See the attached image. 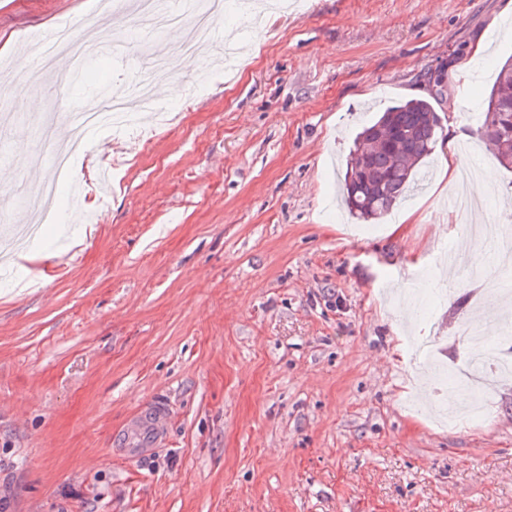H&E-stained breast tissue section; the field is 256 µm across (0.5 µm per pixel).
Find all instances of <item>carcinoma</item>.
<instances>
[{
  "label": "carcinoma",
  "mask_w": 512,
  "mask_h": 512,
  "mask_svg": "<svg viewBox=\"0 0 512 512\" xmlns=\"http://www.w3.org/2000/svg\"><path fill=\"white\" fill-rule=\"evenodd\" d=\"M477 132L499 165L512 171V59L497 70ZM443 139L441 117L430 100L415 98L387 107L355 141L344 178L352 217L370 222L385 216L415 181L416 166Z\"/></svg>",
  "instance_id": "1"
}]
</instances>
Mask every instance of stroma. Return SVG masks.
<instances>
[{
  "mask_svg": "<svg viewBox=\"0 0 512 512\" xmlns=\"http://www.w3.org/2000/svg\"><path fill=\"white\" fill-rule=\"evenodd\" d=\"M95 0H0V115L39 137L45 113L99 95L87 62L16 102L41 30L73 33ZM242 69L177 60L152 82L172 120L151 145L101 127L73 174L113 154L107 204L58 205L59 221L0 264V512H512V380L482 423L439 427L415 403L427 371L405 320L451 336L475 296L512 289L446 268L456 223L442 146L425 190L378 224L336 206L353 141L377 111L430 96L466 142L486 202L512 225V172L477 135L498 65L512 56V0H311L243 36ZM6 163L0 208L50 181L36 152ZM449 283L430 321L390 301L421 269ZM163 403L166 441L144 460L112 435Z\"/></svg>",
  "mask_w": 512,
  "mask_h": 512,
  "instance_id": "1",
  "label": "stroma"
}]
</instances>
